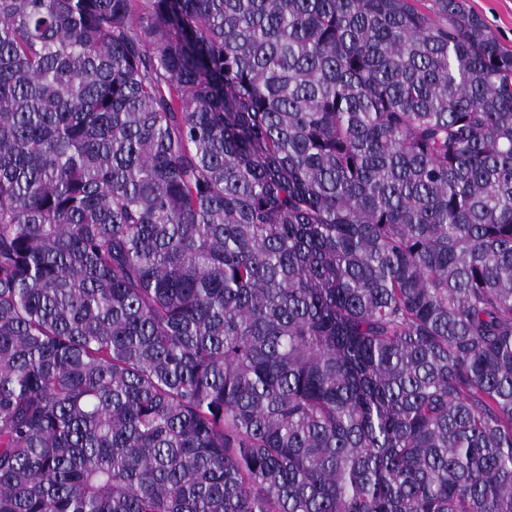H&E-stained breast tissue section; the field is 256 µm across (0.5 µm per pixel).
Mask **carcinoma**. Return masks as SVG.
I'll list each match as a JSON object with an SVG mask.
<instances>
[{"label":"carcinoma","instance_id":"obj_1","mask_svg":"<svg viewBox=\"0 0 512 512\" xmlns=\"http://www.w3.org/2000/svg\"><path fill=\"white\" fill-rule=\"evenodd\" d=\"M432 2L0 0V512H512V50Z\"/></svg>","mask_w":512,"mask_h":512}]
</instances>
